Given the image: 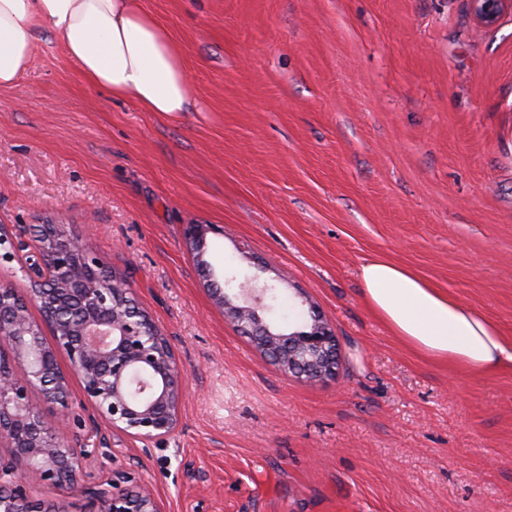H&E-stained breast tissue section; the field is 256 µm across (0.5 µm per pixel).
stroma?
Masks as SVG:
<instances>
[{"label":"stroma","instance_id":"1","mask_svg":"<svg viewBox=\"0 0 512 512\" xmlns=\"http://www.w3.org/2000/svg\"><path fill=\"white\" fill-rule=\"evenodd\" d=\"M141 3L191 111L113 98L41 36L0 90V225L20 258L62 225L124 276L175 352L180 424L146 443L43 406L94 453L80 489L30 498L79 512L122 467L162 512H512V367L422 357L358 275L392 260L512 337V9L487 28L470 0ZM19 260L0 286L24 292ZM248 280L288 329L321 314L334 378L285 373L225 318L219 292Z\"/></svg>","mask_w":512,"mask_h":512}]
</instances>
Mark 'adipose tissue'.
<instances>
[{
  "label": "adipose tissue",
  "mask_w": 512,
  "mask_h": 512,
  "mask_svg": "<svg viewBox=\"0 0 512 512\" xmlns=\"http://www.w3.org/2000/svg\"><path fill=\"white\" fill-rule=\"evenodd\" d=\"M41 32L112 96L148 112L188 111L182 49L139 0H0V89L28 70ZM360 279L372 312L421 355L480 375L512 367L511 337L413 271L378 258Z\"/></svg>",
  "instance_id": "1"
}]
</instances>
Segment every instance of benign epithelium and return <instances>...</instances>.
I'll list each match as a JSON object with an SVG mask.
<instances>
[{
    "mask_svg": "<svg viewBox=\"0 0 512 512\" xmlns=\"http://www.w3.org/2000/svg\"><path fill=\"white\" fill-rule=\"evenodd\" d=\"M477 18L496 25L509 0H471ZM55 230L54 248L44 249L47 226L37 235V261L29 264L32 285L25 296L0 287V512H69L55 503H35L33 484L76 487L82 461L90 456L57 437L36 400L59 407L66 419L83 426L73 411L69 377L58 364L63 356L81 379L83 397L112 428L139 440L175 432L182 398L181 371L166 336L128 298L129 289L112 287L102 263L78 241ZM267 289L241 288L234 302L220 298L240 324L259 328L258 347L283 369L300 377L325 379L336 374V336L313 315L314 329L296 336L263 317ZM37 301L54 329L44 342L29 319L28 303ZM82 512H162L152 493L133 473L117 469L112 479L89 488Z\"/></svg>",
    "mask_w": 512,
    "mask_h": 512,
    "instance_id": "1",
    "label": "benign epithelium"
}]
</instances>
